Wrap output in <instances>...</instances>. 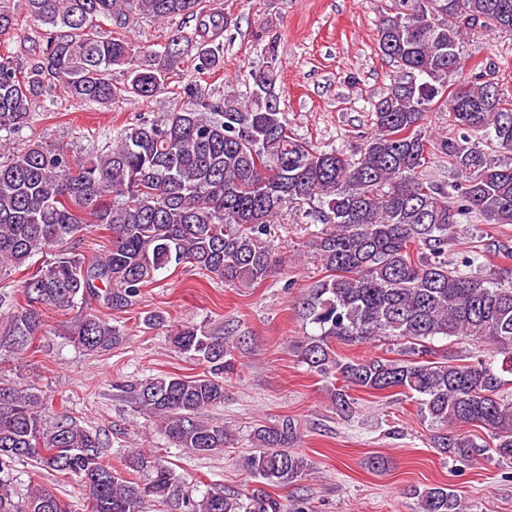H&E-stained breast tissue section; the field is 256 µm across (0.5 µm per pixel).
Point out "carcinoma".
<instances>
[{
  "instance_id": "1",
  "label": "carcinoma",
  "mask_w": 512,
  "mask_h": 512,
  "mask_svg": "<svg viewBox=\"0 0 512 512\" xmlns=\"http://www.w3.org/2000/svg\"><path fill=\"white\" fill-rule=\"evenodd\" d=\"M0 0V37L28 44L32 62L0 54V277L37 255L52 259L24 279L0 331V351L19 354L56 334L44 307L74 309L61 335L89 353L123 342L122 327L100 315L97 303L122 310L137 302L156 272L190 265L227 286L264 280L276 262L268 239L271 218L284 203H317L313 215L334 231L317 243L328 275L317 281L299 315L315 333L298 345L309 371L331 380L336 411L349 418V391L394 392L415 400L422 418L442 429L472 425L492 443L442 432L434 447L467 461L512 459V269L484 278L469 257H448V241L466 219L512 224V98L488 81L456 88L448 75L464 65V32H512V0H403L407 13L386 19L377 48L396 67L393 82L373 104L374 133L349 159L297 139L280 109L275 42L266 65L251 73L240 99L210 101L196 84L184 88L193 108H172L117 129L83 154L11 139L34 120L33 105L47 85L89 108L115 100L151 102L187 58L195 68L224 65V45L206 34L227 25L206 0H25L19 17ZM135 18L181 24L161 49L112 36ZM196 21L194 31L184 24ZM123 69L122 85L109 78ZM448 112L458 133L426 135L427 114ZM436 153L461 176L448 191L422 174ZM94 224L110 232L98 258L80 252V233ZM393 341L391 357L340 358L333 343ZM456 338L508 355L507 364L450 359L437 339ZM174 351L208 364L185 377L166 373L129 385L136 408L161 423L172 447L199 456L231 443L209 412L224 404L227 338L200 324L170 334ZM297 426L287 420L253 432L251 473L267 486H289L310 470L293 450ZM105 442L73 421L47 424L43 398L32 385L0 384V512H70L54 488L39 485L23 507L14 502L12 467L26 463L74 477L88 489V512H147L175 492L171 467L140 450L102 461ZM418 512H463L442 486L413 487ZM181 512H280L264 492L221 488L181 499Z\"/></svg>"
}]
</instances>
